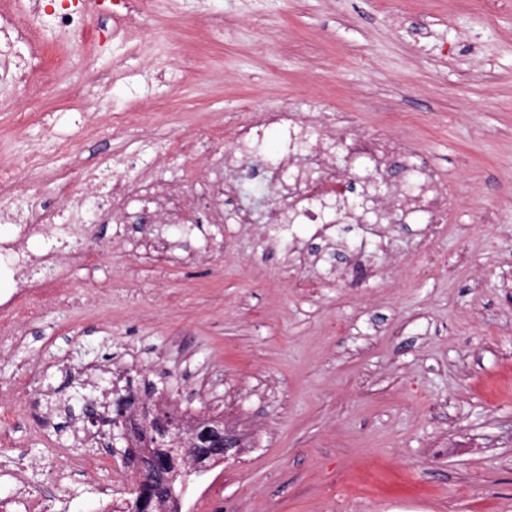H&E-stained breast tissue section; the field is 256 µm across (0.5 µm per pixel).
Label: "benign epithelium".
<instances>
[{
    "label": "benign epithelium",
    "mask_w": 512,
    "mask_h": 512,
    "mask_svg": "<svg viewBox=\"0 0 512 512\" xmlns=\"http://www.w3.org/2000/svg\"><path fill=\"white\" fill-rule=\"evenodd\" d=\"M139 425L159 428L165 447L152 452L137 446L130 431ZM115 428L112 440L122 439L130 445L125 455L133 461L142 491L141 512H172L180 506L190 478L200 474L210 457L218 454L227 460L240 452L237 436L228 429L211 422L187 425L175 414H159L151 422L146 415L125 411Z\"/></svg>",
    "instance_id": "benign-epithelium-1"
}]
</instances>
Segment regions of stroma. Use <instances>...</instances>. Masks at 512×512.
I'll return each instance as SVG.
<instances>
[{"label": "stroma", "instance_id": "1", "mask_svg": "<svg viewBox=\"0 0 512 512\" xmlns=\"http://www.w3.org/2000/svg\"><path fill=\"white\" fill-rule=\"evenodd\" d=\"M134 29L106 12L59 79L0 89V181L57 198L51 176L248 109L269 113L252 165L286 152L277 115L347 112L346 138L383 136L429 164L447 233L384 224L376 275L313 262L267 225L172 234L168 262L93 224L102 250L0 350V512H100L127 497L123 451L88 433L85 399L130 378L186 421L223 418L244 447L192 485L182 512H512V0H142ZM198 73L185 81V70ZM111 74L103 87L93 74ZM85 111L67 108L72 90ZM93 457V473L79 461Z\"/></svg>", "mask_w": 512, "mask_h": 512}]
</instances>
